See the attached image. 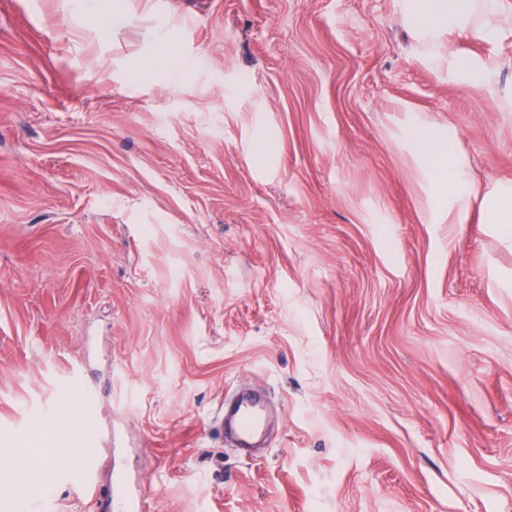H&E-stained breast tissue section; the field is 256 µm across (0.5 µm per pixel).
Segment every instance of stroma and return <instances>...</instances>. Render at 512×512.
Instances as JSON below:
<instances>
[{"mask_svg": "<svg viewBox=\"0 0 512 512\" xmlns=\"http://www.w3.org/2000/svg\"><path fill=\"white\" fill-rule=\"evenodd\" d=\"M433 67L397 0H0V457L84 370L142 512H512V26ZM164 61L162 75L148 70ZM478 190L436 200L411 120ZM265 153H258V144ZM264 391L267 445L215 430ZM503 67L504 62L502 60H492L479 67L465 66L461 69L466 72L468 79L472 83L492 89L493 85L498 80ZM484 223L499 224L501 231L512 236V192L495 194L484 200Z\"/></svg>", "mask_w": 512, "mask_h": 512, "instance_id": "stroma-1", "label": "stroma"}]
</instances>
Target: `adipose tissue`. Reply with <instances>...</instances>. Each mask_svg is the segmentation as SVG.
Returning <instances> with one entry per match:
<instances>
[{
	"label": "adipose tissue",
	"instance_id": "ef3b65f1",
	"mask_svg": "<svg viewBox=\"0 0 512 512\" xmlns=\"http://www.w3.org/2000/svg\"><path fill=\"white\" fill-rule=\"evenodd\" d=\"M398 4L427 58L439 68L447 66L450 60L442 44L448 32L492 41L506 25L501 0H398ZM407 137L413 148L428 156V176L437 196L455 197L459 203L456 220L466 223L474 189L451 149V137L432 132L415 120L408 125ZM79 403V398H72L60 419L41 426L32 440V452L11 461L10 470L41 479L61 462L80 464L88 450L77 441Z\"/></svg>",
	"mask_w": 512,
	"mask_h": 512
}]
</instances>
